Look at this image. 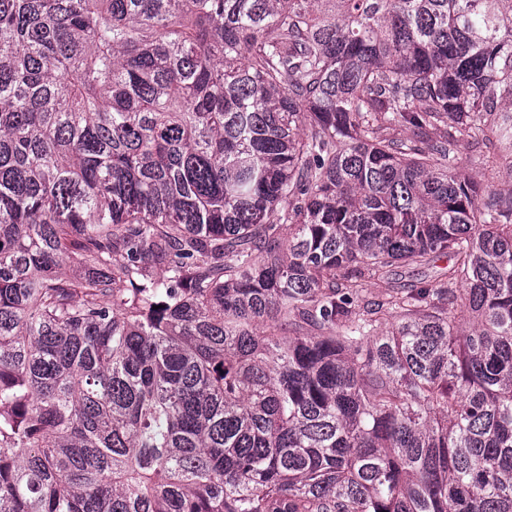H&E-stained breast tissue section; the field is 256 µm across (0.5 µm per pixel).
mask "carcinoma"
Instances as JSON below:
<instances>
[{"mask_svg": "<svg viewBox=\"0 0 512 512\" xmlns=\"http://www.w3.org/2000/svg\"><path fill=\"white\" fill-rule=\"evenodd\" d=\"M461 142L512 180V0H0V512H512ZM392 276L397 285L410 288L418 282L427 281L435 284L445 280L448 275V260L446 258H431L420 265H409L393 268Z\"/></svg>", "mask_w": 512, "mask_h": 512, "instance_id": "cac0c4a2", "label": "carcinoma"}]
</instances>
